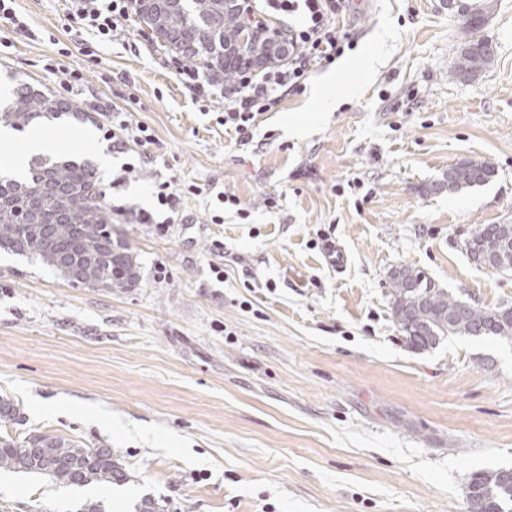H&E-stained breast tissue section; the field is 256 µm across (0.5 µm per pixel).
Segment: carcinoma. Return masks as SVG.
I'll list each match as a JSON object with an SVG mask.
<instances>
[{"instance_id": "1", "label": "carcinoma", "mask_w": 512, "mask_h": 512, "mask_svg": "<svg viewBox=\"0 0 512 512\" xmlns=\"http://www.w3.org/2000/svg\"><path fill=\"white\" fill-rule=\"evenodd\" d=\"M134 13L153 39L166 51L201 64L203 73L222 79L248 66L271 63L266 41L255 37L241 54L229 51L241 24L230 0H134ZM465 41L456 58L453 75L472 78L492 62L490 47L476 38L474 27L464 24ZM64 117L88 119L76 101L51 90L22 83L12 100L0 106V126L23 130ZM493 176L484 164L464 160L448 169V189L480 186ZM112 210L106 203L100 174L89 160L36 156L26 175L17 179L0 174V250L33 258L73 286L132 288L140 281L138 256L129 242L117 236L106 260L91 278L72 266L80 255L101 249ZM466 253L477 259L492 249L512 263V240L499 224H481L473 230ZM396 322L407 343L419 350L449 336L497 337L512 341V306L478 307L432 286L422 271L397 266L388 276ZM47 476L71 486H111L125 479L123 464L110 448H86L58 435L34 434L18 445L0 440V471ZM470 512H512V476L501 470L476 472L468 479Z\"/></svg>"}]
</instances>
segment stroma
I'll use <instances>...</instances> for the list:
<instances>
[{
  "label": "stroma",
  "mask_w": 512,
  "mask_h": 512,
  "mask_svg": "<svg viewBox=\"0 0 512 512\" xmlns=\"http://www.w3.org/2000/svg\"><path fill=\"white\" fill-rule=\"evenodd\" d=\"M492 4L480 35L493 62L463 81L451 74L464 33L448 0H349L356 50L259 115L242 151L217 122L229 85L192 100L144 25L104 41L71 21L67 0H14L24 27L0 20V103L19 84L56 92L59 70L81 74L71 97L92 120L42 130L51 154L111 156L112 229L137 249L141 282L76 287L0 253V397L18 409L0 438L107 446L128 476L80 488L2 470L0 512H76L88 498L134 512L145 497L166 512H468L469 476L512 468V343L410 348L387 278L409 265L464 301L512 304V273L464 250L477 225L512 224V0ZM114 107L153 136L139 177L118 187L125 157L102 131ZM466 159L490 163V181L435 190ZM160 178L188 217L164 233ZM223 193L249 218L223 208ZM140 209L154 223H137ZM325 236L343 248L342 269Z\"/></svg>",
  "instance_id": "obj_1"
}]
</instances>
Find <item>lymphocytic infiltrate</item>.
<instances>
[{"label": "lymphocytic infiltrate", "instance_id": "f902f5d3", "mask_svg": "<svg viewBox=\"0 0 512 512\" xmlns=\"http://www.w3.org/2000/svg\"><path fill=\"white\" fill-rule=\"evenodd\" d=\"M73 21L104 39L116 40L126 30L131 0H69ZM266 10L287 17L301 13L300 26L288 27L282 61L260 72L238 73L234 88L224 97L221 124L232 131L239 147L252 146L259 115L287 95L302 90L314 65L341 57L355 46V35L342 22L344 0H264Z\"/></svg>", "mask_w": 512, "mask_h": 512}]
</instances>
